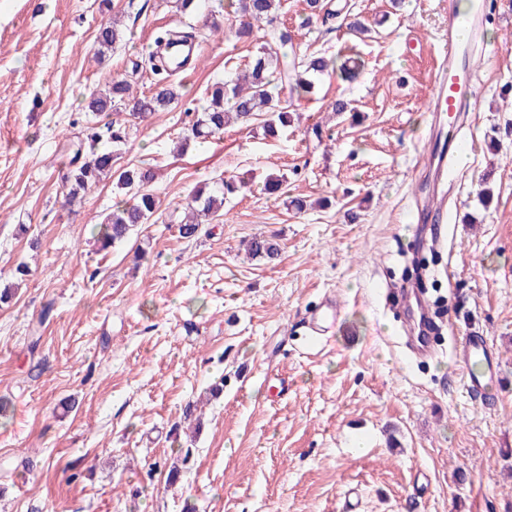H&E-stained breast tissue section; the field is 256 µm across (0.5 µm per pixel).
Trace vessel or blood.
I'll return each instance as SVG.
<instances>
[{
    "instance_id": "obj_1",
    "label": "vessel or blood",
    "mask_w": 512,
    "mask_h": 512,
    "mask_svg": "<svg viewBox=\"0 0 512 512\" xmlns=\"http://www.w3.org/2000/svg\"><path fill=\"white\" fill-rule=\"evenodd\" d=\"M486 10V0H474L467 14L462 15L453 10L448 13V39L441 50L440 62L432 72L433 91L428 109L447 113L450 126L447 134H430V146L423 155L420 167L421 172L428 174L437 185L447 182L464 148L455 124L457 117L476 109L471 57L481 44ZM417 214L435 224L445 223V197L437 191L432 192L418 207ZM340 313V303L335 298H326L310 319L315 336L320 338L335 330ZM454 357L464 364L478 359L484 361L483 371L465 374L463 387L472 396L489 397L497 380V369L494 365L496 354L486 338L474 333L462 336Z\"/></svg>"
}]
</instances>
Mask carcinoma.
<instances>
[{"label": "carcinoma", "mask_w": 512, "mask_h": 512, "mask_svg": "<svg viewBox=\"0 0 512 512\" xmlns=\"http://www.w3.org/2000/svg\"><path fill=\"white\" fill-rule=\"evenodd\" d=\"M283 7V0H224V12L238 22L235 36L242 38L252 34L253 26L263 21L273 22ZM123 33L115 23L101 25L96 36L102 48H110L122 40ZM293 47L288 30L273 28L265 35L262 44L249 57L245 69L229 74L222 81L207 88V98L202 112L195 115L186 128L180 146L192 140H205L232 123H248L262 119L267 135L277 133L291 123L288 100L281 95L282 84L290 86L291 94L303 98L312 93L319 76L331 71L343 80L357 78L361 64L341 56H308L296 62L288 60V49ZM178 93L170 85H159L149 95L137 94L132 83L123 75H114L107 82V89L93 92L85 109L93 116L113 114L115 118L104 123L102 130L112 142V149L96 148L91 141L89 150L77 148L63 175L65 200L68 203L80 198V194L104 178L112 179L113 188L125 199L118 202L112 213L101 224L98 240L103 248L113 246L138 231L139 226L151 223L158 209V201L150 190L154 174L149 169L115 168L117 152L127 144L130 122L143 120L154 112L172 105ZM247 182L234 178H221L206 193L191 196L185 207V216L179 224L184 238H193L201 232L203 221L218 216L224 200L239 194ZM248 251L254 258L272 261L279 256L280 247L272 239H253Z\"/></svg>", "instance_id": "1"}]
</instances>
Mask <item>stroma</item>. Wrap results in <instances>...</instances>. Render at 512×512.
Returning <instances> with one entry per match:
<instances>
[{
	"mask_svg": "<svg viewBox=\"0 0 512 512\" xmlns=\"http://www.w3.org/2000/svg\"><path fill=\"white\" fill-rule=\"evenodd\" d=\"M324 2L310 21L286 0L279 21L300 55L355 45L357 80L323 76L279 138L256 121L179 151L207 87L264 29L237 39L221 0L195 14L176 0H0V512H346L353 491L359 512H512V0H489L498 50L476 61L478 106L432 247L413 202L447 8ZM342 14L370 37L353 41ZM110 15L125 36L101 57ZM172 30L193 34L197 67L171 76L178 101L135 122L116 161L152 170L160 208L104 251L92 229L120 197L107 179L65 204L63 163L94 123L89 94L129 71L149 92L161 76L135 63ZM339 99L356 113L332 112ZM271 173L285 195L264 193ZM231 176L247 187L224 216L180 237L189 196ZM259 236L276 237L277 261L247 255ZM421 256L426 301L445 297L452 315L427 355L383 295ZM331 295L346 327L310 344ZM468 329L499 358L488 402L467 396L452 355Z\"/></svg>",
	"mask_w": 512,
	"mask_h": 512,
	"instance_id": "obj_1",
	"label": "stroma"
}]
</instances>
